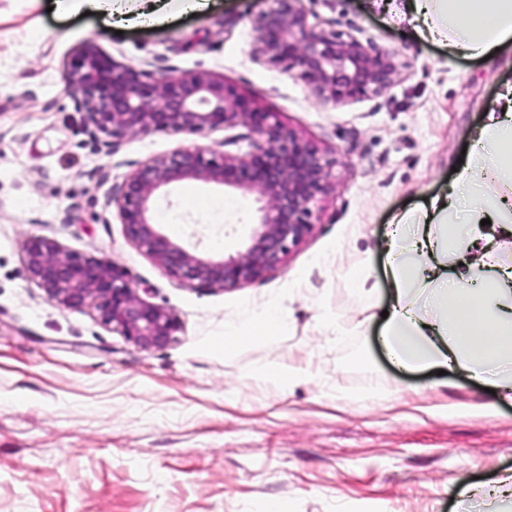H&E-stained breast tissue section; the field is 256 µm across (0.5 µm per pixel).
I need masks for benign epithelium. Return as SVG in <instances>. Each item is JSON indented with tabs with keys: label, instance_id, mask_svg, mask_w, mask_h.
Wrapping results in <instances>:
<instances>
[{
	"label": "benign epithelium",
	"instance_id": "1",
	"mask_svg": "<svg viewBox=\"0 0 512 512\" xmlns=\"http://www.w3.org/2000/svg\"><path fill=\"white\" fill-rule=\"evenodd\" d=\"M258 16L256 54L270 65L286 63L316 97L334 104L382 94L398 77L394 57L351 35L315 32L297 5ZM66 88L78 98L83 130L112 153L129 136L153 131L205 134L243 126L254 135L246 156H206L201 147L179 148L141 164L110 202L125 234L173 279L212 290L239 288L280 265L310 232L312 207L329 189L332 162L312 143L272 119L234 85L207 73L169 75L154 82L87 43L74 54ZM194 180L247 192L260 203L250 243L235 256H201L173 242L153 222L157 192ZM27 279L63 307H93L98 322L143 349H161L180 330L165 308L142 299L121 266L66 252L53 239L24 247Z\"/></svg>",
	"mask_w": 512,
	"mask_h": 512
}]
</instances>
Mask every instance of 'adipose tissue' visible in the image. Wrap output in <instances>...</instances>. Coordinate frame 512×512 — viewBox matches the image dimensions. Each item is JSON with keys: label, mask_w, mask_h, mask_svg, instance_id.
<instances>
[{"label": "adipose tissue", "mask_w": 512, "mask_h": 512, "mask_svg": "<svg viewBox=\"0 0 512 512\" xmlns=\"http://www.w3.org/2000/svg\"><path fill=\"white\" fill-rule=\"evenodd\" d=\"M415 35L449 56L480 60L512 48V0H386ZM512 240V83L505 84L472 136L471 152L447 193L434 196L420 222L394 215L383 252L389 268L382 340L407 370L464 371L512 403V264L499 250ZM283 312L271 301L255 311L241 340L279 333Z\"/></svg>", "instance_id": "1"}]
</instances>
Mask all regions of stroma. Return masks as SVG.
Returning a JSON list of instances; mask_svg holds the SVG:
<instances>
[{
	"label": "stroma",
	"instance_id": "35a3bbf8",
	"mask_svg": "<svg viewBox=\"0 0 512 512\" xmlns=\"http://www.w3.org/2000/svg\"><path fill=\"white\" fill-rule=\"evenodd\" d=\"M0 0V512H455L462 487L512 471V406L464 373L433 379L395 368L377 331L382 301L356 294L359 274L385 287L381 243L392 213L421 214L447 190L486 106L512 81L495 63L449 57L374 0H300L315 31L341 32L401 65L382 95L316 98L288 65L256 56V17L275 0H210L159 27L106 24L72 0ZM96 42L155 80L206 72L254 96L332 162L310 233L264 278L194 289L125 236L112 189L142 163L185 147L247 155V128L154 131L114 154L93 147L67 91L76 49ZM259 207L237 189L183 181L162 191L155 222L212 257L243 251ZM36 237L112 260L139 296L180 321L144 350L90 308L49 301L30 282ZM278 301L276 336L224 350L251 314ZM283 364L308 379L272 387ZM368 390L351 400L349 389Z\"/></svg>",
	"mask_w": 512,
	"mask_h": 512
}]
</instances>
